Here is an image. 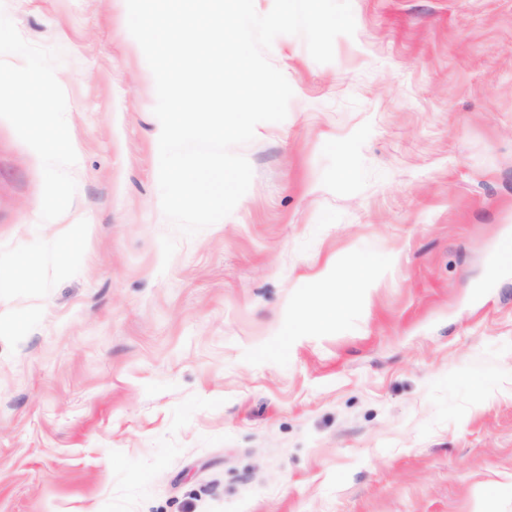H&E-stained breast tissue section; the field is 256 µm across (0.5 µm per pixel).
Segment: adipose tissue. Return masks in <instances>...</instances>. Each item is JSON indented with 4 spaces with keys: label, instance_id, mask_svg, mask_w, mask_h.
I'll use <instances>...</instances> for the list:
<instances>
[{
    "label": "adipose tissue",
    "instance_id": "obj_1",
    "mask_svg": "<svg viewBox=\"0 0 512 512\" xmlns=\"http://www.w3.org/2000/svg\"><path fill=\"white\" fill-rule=\"evenodd\" d=\"M18 102L24 106L22 125L32 132L38 147L60 157L70 156L69 136L57 123L53 102L44 93L40 76L27 69L0 68V107ZM376 275L374 267L361 263L347 267L337 274L336 292L331 298L315 299L298 310V325L315 331L335 324L353 310Z\"/></svg>",
    "mask_w": 512,
    "mask_h": 512
}]
</instances>
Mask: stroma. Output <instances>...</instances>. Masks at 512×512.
<instances>
[{"label":"stroma","mask_w":512,"mask_h":512,"mask_svg":"<svg viewBox=\"0 0 512 512\" xmlns=\"http://www.w3.org/2000/svg\"><path fill=\"white\" fill-rule=\"evenodd\" d=\"M351 3L333 62L274 40L287 117L186 238L125 0H0L74 149L0 111V512H512V0ZM356 261L353 312L299 333Z\"/></svg>","instance_id":"35a3bbf8"}]
</instances>
